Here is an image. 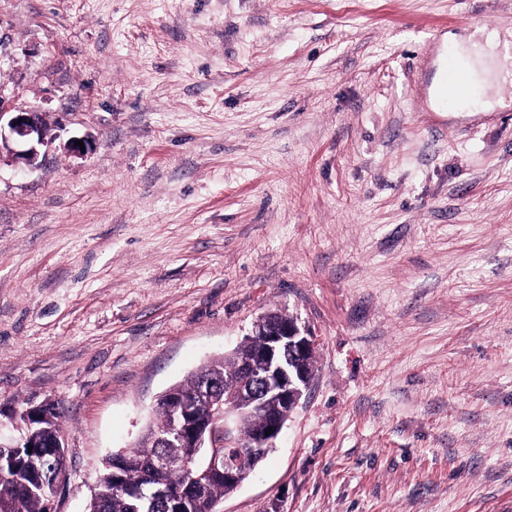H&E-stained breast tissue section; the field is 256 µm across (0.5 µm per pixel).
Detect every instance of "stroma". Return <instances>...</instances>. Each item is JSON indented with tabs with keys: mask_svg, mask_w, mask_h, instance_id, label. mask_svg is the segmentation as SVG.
<instances>
[{
	"mask_svg": "<svg viewBox=\"0 0 512 512\" xmlns=\"http://www.w3.org/2000/svg\"><path fill=\"white\" fill-rule=\"evenodd\" d=\"M480 27L512 0H0L56 136L0 156V421L58 402L57 512L270 311L315 375L221 512H512V80L414 93ZM444 72L435 83L440 84L434 96L435 108L432 112H448L474 106L479 96L477 86L460 78V67L457 63V51L448 48L443 54ZM448 78L450 79L448 81Z\"/></svg>",
	"mask_w": 512,
	"mask_h": 512,
	"instance_id": "stroma-1",
	"label": "stroma"
}]
</instances>
